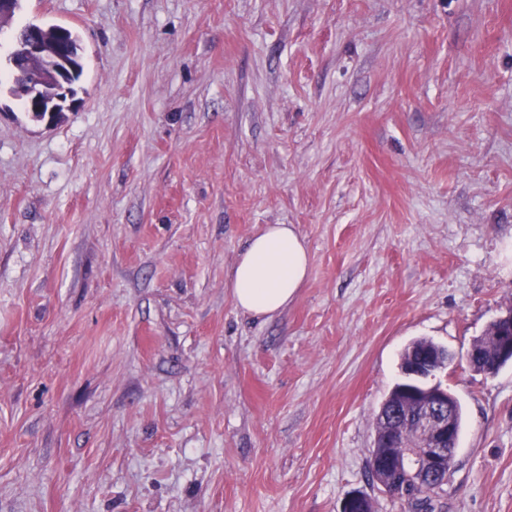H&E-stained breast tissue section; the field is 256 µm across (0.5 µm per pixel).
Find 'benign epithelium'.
I'll return each instance as SVG.
<instances>
[{
	"label": "benign epithelium",
	"mask_w": 512,
	"mask_h": 512,
	"mask_svg": "<svg viewBox=\"0 0 512 512\" xmlns=\"http://www.w3.org/2000/svg\"><path fill=\"white\" fill-rule=\"evenodd\" d=\"M66 53L65 43L61 37L49 40L45 34L38 33L35 28L30 27L19 32L9 55L13 73L24 78L31 109L46 113L49 123L56 121L59 110L57 104H64V109L68 112H74L78 107V103L71 100L63 102L62 94L67 92V89L59 86L61 68L57 67V64L66 63ZM50 75L58 84V96L52 100L44 93V83ZM501 320L506 322V326L499 335L500 350L512 352V312H507ZM431 372L429 362L411 367L408 375L411 383L418 386V390L411 391L415 412L406 417L394 413L389 418L395 429L402 422L410 426L415 444L407 449L402 459L396 461L386 456L375 465L372 476L386 491L399 484L404 474L423 485L438 481L445 461L456 450L458 429L452 403L448 400V391H436L421 385V380L431 376Z\"/></svg>",
	"instance_id": "7a95c632"
}]
</instances>
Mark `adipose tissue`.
<instances>
[{"mask_svg": "<svg viewBox=\"0 0 512 512\" xmlns=\"http://www.w3.org/2000/svg\"><path fill=\"white\" fill-rule=\"evenodd\" d=\"M310 271L305 241L289 224H268L240 254L229 287L236 307L270 318L292 301Z\"/></svg>", "mask_w": 512, "mask_h": 512, "instance_id": "1", "label": "adipose tissue"}]
</instances>
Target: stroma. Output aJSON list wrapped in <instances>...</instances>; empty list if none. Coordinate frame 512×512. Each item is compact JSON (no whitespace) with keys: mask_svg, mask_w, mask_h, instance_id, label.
I'll return each mask as SVG.
<instances>
[{"mask_svg":"<svg viewBox=\"0 0 512 512\" xmlns=\"http://www.w3.org/2000/svg\"><path fill=\"white\" fill-rule=\"evenodd\" d=\"M79 37L78 111L10 87L26 24ZM267 224L310 273L229 277ZM512 0H22L0 25V512H411L372 478L400 354L454 356L433 512H512ZM310 271L305 241L290 224H267L240 254L229 288L236 307L272 318L292 301ZM498 318L490 323L481 338L476 341L482 342L484 349L483 355L476 359L475 370L477 372L483 371L486 367L488 370H494L497 373L502 367L511 362V357L502 356L500 350L502 352L511 351L512 353V312L508 311L506 315L499 318L506 321L507 325L503 327L498 336L499 344L497 336H495L498 334L500 327V323L497 321ZM432 348L446 347L427 338H419L408 344L400 354L399 368L402 376L406 374L409 365L425 357Z\"/></svg>","mask_w":512,"mask_h":512,"instance_id":"1","label":"stroma"}]
</instances>
